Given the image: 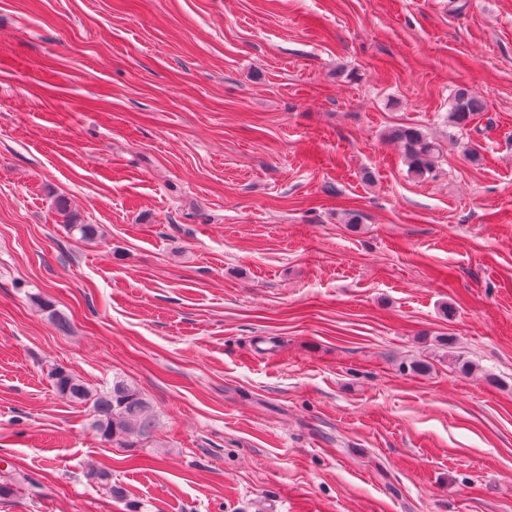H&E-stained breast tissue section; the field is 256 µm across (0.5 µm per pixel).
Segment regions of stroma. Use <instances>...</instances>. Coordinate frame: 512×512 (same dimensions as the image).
Returning <instances> with one entry per match:
<instances>
[{
  "instance_id": "stroma-1",
  "label": "stroma",
  "mask_w": 512,
  "mask_h": 512,
  "mask_svg": "<svg viewBox=\"0 0 512 512\" xmlns=\"http://www.w3.org/2000/svg\"><path fill=\"white\" fill-rule=\"evenodd\" d=\"M56 366L132 381L153 444ZM0 480V512H512V0H0ZM485 109L482 97L469 88H459L449 102L448 124L459 130L466 129ZM388 139L400 144L407 173L416 178L430 172L443 154L441 145L418 126L394 127L389 132ZM51 378L59 394L90 406V427L113 447L146 448L153 441L155 419L150 402L126 379L114 376L111 385L91 388L63 367L55 368Z\"/></svg>"
}]
</instances>
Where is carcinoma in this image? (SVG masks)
Returning <instances> with one entry per match:
<instances>
[{
	"label": "carcinoma",
	"mask_w": 512,
	"mask_h": 512,
	"mask_svg": "<svg viewBox=\"0 0 512 512\" xmlns=\"http://www.w3.org/2000/svg\"><path fill=\"white\" fill-rule=\"evenodd\" d=\"M482 97L469 88L457 89L448 108V124L459 130L467 128L477 115L485 111ZM388 139L400 144L407 173L420 178L431 171L442 156L441 145L418 126H397ZM70 232L83 240L98 237V228L73 216L67 223ZM39 307L48 318L65 331L68 317L48 301H39ZM55 390L71 401L90 406V427L115 448H144L153 441L155 419L144 394L126 379L115 376L103 388H91L63 367L51 372Z\"/></svg>",
	"instance_id": "obj_1"
}]
</instances>
